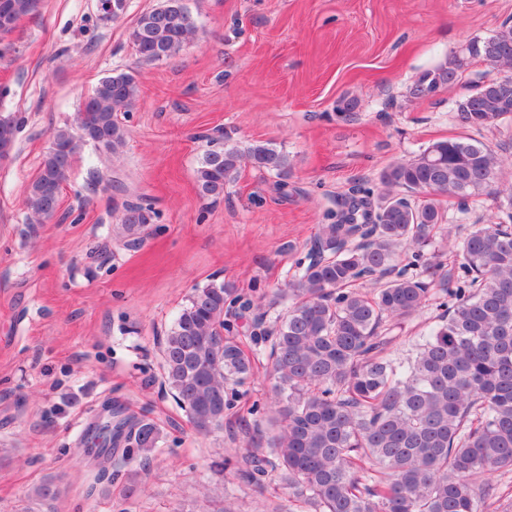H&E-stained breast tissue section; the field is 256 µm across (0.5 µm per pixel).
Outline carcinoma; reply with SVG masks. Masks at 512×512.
<instances>
[{
  "label": "carcinoma",
  "instance_id": "1",
  "mask_svg": "<svg viewBox=\"0 0 512 512\" xmlns=\"http://www.w3.org/2000/svg\"><path fill=\"white\" fill-rule=\"evenodd\" d=\"M0 39L39 0H6ZM195 31L184 0L142 13L129 42L142 66L177 56ZM512 69V25L476 38L466 51L421 74L416 100L461 83L474 61ZM512 84L482 75L457 101L473 131L511 128L493 87ZM134 74L103 77L71 122L51 132L25 207L40 222L56 213L72 164L84 146L116 155L126 130L117 113L131 111ZM336 117L357 119V102L338 101ZM19 119L0 114V142L15 143ZM194 178L202 200L217 199L240 169L279 178L291 173L288 154L272 143L245 147L212 140ZM512 163L495 147L470 137L438 139L409 158L395 159L368 185L336 196V210L306 244L284 287L263 293L258 306L280 305L271 324L253 318L255 356L266 358L272 381L269 414L255 422L254 448L234 473L251 483L273 480L288 490V512H498L495 475L512 473ZM486 194L497 213L483 224H455L437 198L469 200ZM158 214L142 195L119 216L123 246L140 247ZM448 242L449 265L437 240ZM373 280L371 293L355 288ZM442 298L433 325L418 336L407 364L390 358L394 328L414 318L429 298ZM252 308L228 284L194 290L162 342V379L194 429L224 425L235 387L252 373V359L233 336L234 321ZM101 450H121L128 462L154 451L160 431L119 408Z\"/></svg>",
  "mask_w": 512,
  "mask_h": 512
}]
</instances>
